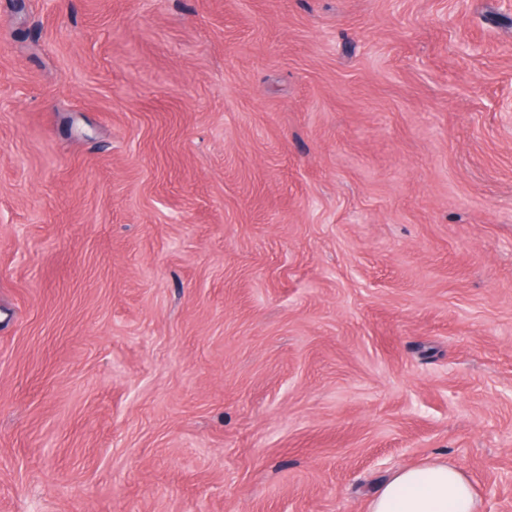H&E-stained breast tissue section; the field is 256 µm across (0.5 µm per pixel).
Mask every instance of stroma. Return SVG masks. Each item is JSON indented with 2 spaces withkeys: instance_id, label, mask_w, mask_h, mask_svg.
Here are the masks:
<instances>
[{
  "instance_id": "35a3bbf8",
  "label": "stroma",
  "mask_w": 512,
  "mask_h": 512,
  "mask_svg": "<svg viewBox=\"0 0 512 512\" xmlns=\"http://www.w3.org/2000/svg\"><path fill=\"white\" fill-rule=\"evenodd\" d=\"M512 512V0H0V512ZM466 473L432 460L396 471L369 498L368 512H478Z\"/></svg>"
}]
</instances>
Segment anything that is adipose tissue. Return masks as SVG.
<instances>
[{
	"label": "adipose tissue",
	"mask_w": 512,
	"mask_h": 512,
	"mask_svg": "<svg viewBox=\"0 0 512 512\" xmlns=\"http://www.w3.org/2000/svg\"><path fill=\"white\" fill-rule=\"evenodd\" d=\"M368 512H478L466 473L445 460L396 471L369 498Z\"/></svg>",
	"instance_id": "adipose-tissue-1"
}]
</instances>
